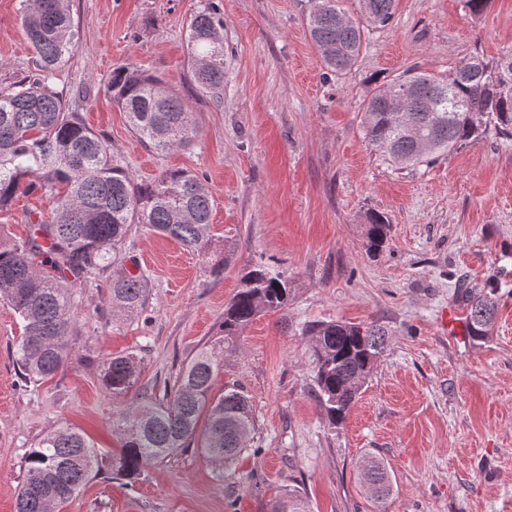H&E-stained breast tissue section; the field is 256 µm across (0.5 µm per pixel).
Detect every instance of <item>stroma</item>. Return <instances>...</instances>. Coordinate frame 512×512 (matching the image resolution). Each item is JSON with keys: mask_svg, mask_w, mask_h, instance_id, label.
<instances>
[{"mask_svg": "<svg viewBox=\"0 0 512 512\" xmlns=\"http://www.w3.org/2000/svg\"><path fill=\"white\" fill-rule=\"evenodd\" d=\"M200 0H68L77 34L52 84L81 100L87 127L135 181L169 168L212 191L209 255L133 225L127 270L148 298L113 320L104 281L74 288L69 354L52 379L24 385L15 363L22 324L0 301V512H14L25 458L51 428L82 429L111 454L127 400L100 380L110 355L135 352L140 382L173 384L215 336L243 270L287 279L284 309L254 319L224 350L214 395L241 388L256 420L255 451L221 472L195 448L145 466L133 484L101 472L63 512H271L290 488L311 512H512V139L488 129L448 156L402 168L364 138L361 113L380 85L414 68L448 75L474 55L512 49V0L481 14L463 0H397L393 23L370 32L352 71L327 74L310 40L306 0H213L224 16V99L199 93L187 34ZM22 0H0V91L37 77ZM126 66L159 76L194 114L188 147L158 153L131 132L108 81ZM51 199L17 195L0 233L23 237ZM386 216L368 254L369 213ZM494 291L484 339L469 336L465 294ZM455 313L452 331L440 323ZM378 322L387 348L346 421L331 426L313 381L305 325ZM383 460L394 490L375 503L365 456Z\"/></svg>", "mask_w": 512, "mask_h": 512, "instance_id": "1", "label": "stroma"}]
</instances>
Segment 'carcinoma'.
Returning a JSON list of instances; mask_svg holds the SVG:
<instances>
[{
    "label": "carcinoma",
    "instance_id": "1",
    "mask_svg": "<svg viewBox=\"0 0 512 512\" xmlns=\"http://www.w3.org/2000/svg\"><path fill=\"white\" fill-rule=\"evenodd\" d=\"M343 0H307L309 37L328 72L343 76L355 66L365 30L390 26L395 0H359L361 17L342 8ZM22 26L42 71L24 76L0 93V211L22 192L40 188L53 200L48 218L28 224L22 240L0 237V300L22 323L15 362L25 382L55 375L68 357L71 287L87 279L106 280L114 317L142 309L148 294L143 274L128 271L122 246L134 224L185 248L204 253L210 247L213 196L206 180L184 169H167L136 182L112 164L101 137L82 121L49 80L67 63L75 47L65 0H24ZM224 17L213 0L193 14L187 47L198 90L220 99L224 91ZM477 67L442 77L405 72L368 98L362 112L365 139L386 160L405 166L430 163L462 147L491 123L512 138V68L501 58L476 55ZM108 91L126 112L132 133L158 152L190 145L197 135L193 112L167 92L160 77L127 67L112 71ZM389 224L371 214L365 224L368 251L383 246ZM41 257L50 270L38 268ZM290 288L280 272L252 265L224 308L217 336L186 364L173 387L156 393L145 388L113 420L119 451L102 455L77 429L60 427L45 434L25 458V477L15 512H60L80 488L107 468L129 481L150 462H162L196 443L215 467L228 471L248 450L255 430L248 397L236 387L212 395L215 375L224 362L226 342L257 316L288 305ZM497 304L486 294L467 297L466 326L483 337ZM315 336L312 362L322 414L339 425L371 375L385 348V330L348 322L308 327ZM140 376L137 355L105 359L103 385L114 396L126 395ZM371 498L387 499L391 476L370 457L363 464ZM272 512H310L292 489Z\"/></svg>",
    "mask_w": 512,
    "mask_h": 512
}]
</instances>
